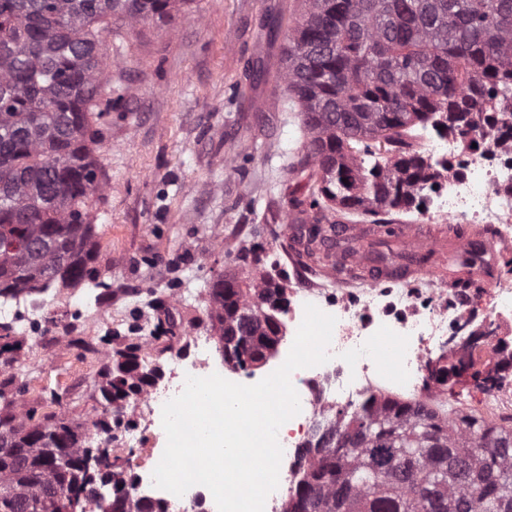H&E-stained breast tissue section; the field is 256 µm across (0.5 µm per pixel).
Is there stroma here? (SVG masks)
<instances>
[{
  "label": "stroma",
  "mask_w": 512,
  "mask_h": 512,
  "mask_svg": "<svg viewBox=\"0 0 512 512\" xmlns=\"http://www.w3.org/2000/svg\"><path fill=\"white\" fill-rule=\"evenodd\" d=\"M298 9V0H193L102 34L112 104L101 120L105 187L91 211L95 274L50 293L29 334L12 332L19 350L0 356V410L19 398L36 420L62 413L90 425L103 409L105 353L163 327L157 372L190 337L212 335L206 289L226 251L262 245L291 288L328 281L289 253L292 166L306 133L279 77L281 45L258 30L266 13ZM258 59L267 75L253 81Z\"/></svg>",
  "instance_id": "1"
}]
</instances>
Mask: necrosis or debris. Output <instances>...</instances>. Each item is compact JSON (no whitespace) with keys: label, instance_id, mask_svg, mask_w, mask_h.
I'll use <instances>...</instances> for the list:
<instances>
[{"label":"necrosis or debris","instance_id":"1","mask_svg":"<svg viewBox=\"0 0 512 512\" xmlns=\"http://www.w3.org/2000/svg\"><path fill=\"white\" fill-rule=\"evenodd\" d=\"M424 156L442 169L435 188H423L421 218L428 223L491 224L496 229L498 245L512 247V132L504 130L478 139L476 147L463 148L456 135L445 138L425 136ZM490 307L480 311L459 290H447L436 277L425 275L416 285L403 289L398 301H384L381 289L370 284L353 290L332 288H294L288 294L284 321L288 335L282 338L278 356L287 357L292 337L304 317L305 305L312 304L332 315L336 324L328 347L330 360L320 366L292 373L301 411L279 434L283 458L279 484L267 498L264 512H277L282 490L292 486L299 448L305 446L314 426L322 418L346 408L355 409L372 390L393 383L413 392L420 374L434 352L445 351L448 333L474 321L493 328L497 338L486 344V356L501 357L512 343V285L500 283L490 288ZM429 306H422V299ZM380 336H398L403 351L393 357L381 355L376 346ZM194 356L172 352L173 375L163 387L149 390L134 407V415L143 429L152 435L151 452L162 455L166 434L162 426V407L179 395L187 376L206 377L217 373L243 384L257 383V374L224 368L212 359L209 340L194 337ZM136 482L132 493L163 501L174 512H217L210 491L201 485L188 489L183 496L156 487L152 467L130 460Z\"/></svg>","mask_w":512,"mask_h":512}]
</instances>
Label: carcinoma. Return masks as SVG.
<instances>
[{"mask_svg": "<svg viewBox=\"0 0 512 512\" xmlns=\"http://www.w3.org/2000/svg\"><path fill=\"white\" fill-rule=\"evenodd\" d=\"M192 0H0V298L67 288L91 278L99 241L90 209L102 191L106 62L100 35L112 23L162 19ZM283 48L281 79L307 130L297 171L317 184L307 201L313 223L355 214L371 224H397L416 192L439 177L423 160L422 135L443 128L466 138L473 119L502 129L512 112V0H300ZM336 211L332 223L326 212ZM364 253L385 268L406 255L375 231ZM306 255L320 266L359 279L358 265L333 259L328 237L300 232ZM244 277L227 274L207 289L217 335L235 330L224 362L251 370L265 364L282 332L288 297L257 254ZM143 337L112 355L101 386L105 402L91 421L116 438L129 427L112 405L145 384L133 363ZM24 408L0 415V437L27 449L31 469L0 455V492L33 512H67L85 479L66 477L50 462L54 442L82 458L93 454L86 430L64 415L33 422ZM169 512L161 502L84 496L80 512ZM281 512H512V425L472 412L448 416L400 396L370 393L341 409L304 447L300 470Z\"/></svg>", "mask_w": 512, "mask_h": 512, "instance_id": "cac0c4a2", "label": "carcinoma"}]
</instances>
